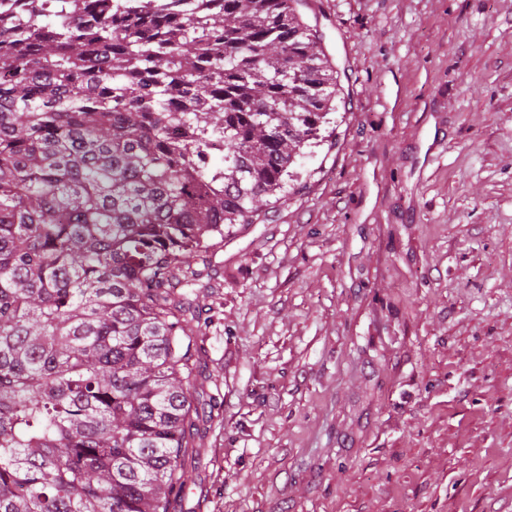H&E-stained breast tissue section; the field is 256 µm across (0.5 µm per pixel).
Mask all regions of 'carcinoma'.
Masks as SVG:
<instances>
[{
  "label": "carcinoma",
  "mask_w": 512,
  "mask_h": 512,
  "mask_svg": "<svg viewBox=\"0 0 512 512\" xmlns=\"http://www.w3.org/2000/svg\"><path fill=\"white\" fill-rule=\"evenodd\" d=\"M299 0H0V512H169L224 227L339 94Z\"/></svg>",
  "instance_id": "cac0c4a2"
}]
</instances>
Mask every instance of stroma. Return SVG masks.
<instances>
[{
	"label": "stroma",
	"mask_w": 512,
	"mask_h": 512,
	"mask_svg": "<svg viewBox=\"0 0 512 512\" xmlns=\"http://www.w3.org/2000/svg\"><path fill=\"white\" fill-rule=\"evenodd\" d=\"M343 88L213 257L170 512H512V0H302Z\"/></svg>",
	"instance_id": "obj_1"
}]
</instances>
